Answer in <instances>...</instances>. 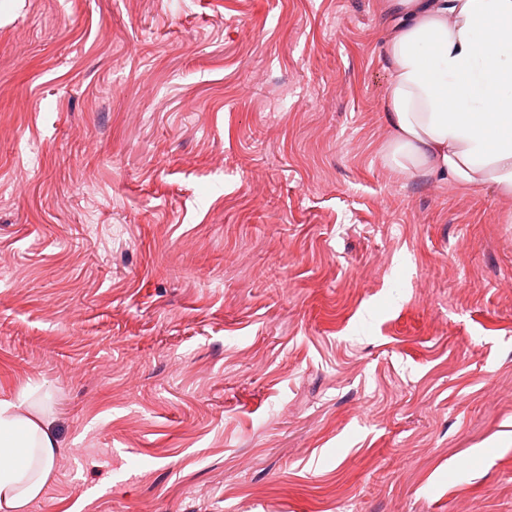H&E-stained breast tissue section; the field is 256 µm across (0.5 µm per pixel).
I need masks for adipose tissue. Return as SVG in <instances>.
Segmentation results:
<instances>
[{
    "mask_svg": "<svg viewBox=\"0 0 512 512\" xmlns=\"http://www.w3.org/2000/svg\"><path fill=\"white\" fill-rule=\"evenodd\" d=\"M384 120L397 173L512 198V0H385ZM33 388L0 397V512H26L57 439Z\"/></svg>",
    "mask_w": 512,
    "mask_h": 512,
    "instance_id": "obj_1",
    "label": "adipose tissue"
}]
</instances>
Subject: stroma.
I'll list each match as a JSON object with an SVG mask.
<instances>
[{
	"label": "stroma",
	"instance_id": "35a3bbf8",
	"mask_svg": "<svg viewBox=\"0 0 512 512\" xmlns=\"http://www.w3.org/2000/svg\"><path fill=\"white\" fill-rule=\"evenodd\" d=\"M380 4L0 0L28 512H512V199L391 169Z\"/></svg>",
	"mask_w": 512,
	"mask_h": 512
}]
</instances>
